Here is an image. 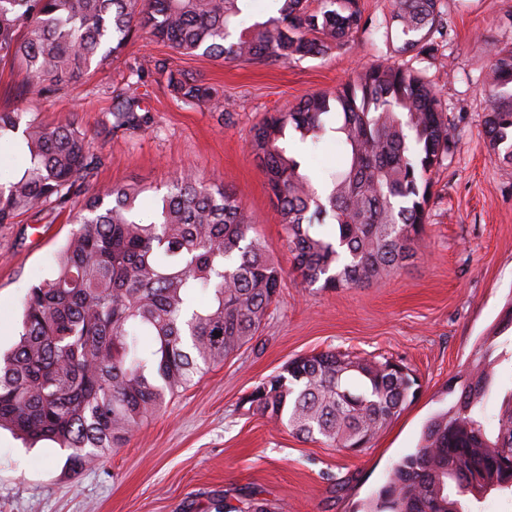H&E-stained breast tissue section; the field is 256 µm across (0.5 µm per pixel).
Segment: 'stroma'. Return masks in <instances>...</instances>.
<instances>
[{
  "instance_id": "35a3bbf8",
  "label": "stroma",
  "mask_w": 512,
  "mask_h": 512,
  "mask_svg": "<svg viewBox=\"0 0 512 512\" xmlns=\"http://www.w3.org/2000/svg\"><path fill=\"white\" fill-rule=\"evenodd\" d=\"M447 4L448 35L426 76L445 105L455 150L434 175L425 248L367 285L328 289L293 270L251 140L266 113L392 61L384 38L359 37L291 62L225 64L175 53L140 33L118 59L38 101L45 119L74 112L91 132L90 148L104 163L90 189L136 181L151 191L186 166L236 188L283 280L259 336L174 396L103 461L72 473L65 451L47 442L26 447L0 429V512H210L213 499L240 506L253 497L270 512H356L393 464L414 451L426 421L447 407L449 381L512 303V164L488 146L482 84L490 46L512 41V0ZM160 59L215 87L232 103L230 116L187 105L152 83L144 98L155 117L151 128L98 136L113 88L130 68L150 72ZM72 230L65 212L51 224H0L1 351L18 337L27 289L50 273ZM326 349L398 361L420 384L414 400L356 455L299 439L244 402L292 358Z\"/></svg>"
}]
</instances>
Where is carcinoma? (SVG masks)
<instances>
[{"label": "carcinoma", "mask_w": 512, "mask_h": 512, "mask_svg": "<svg viewBox=\"0 0 512 512\" xmlns=\"http://www.w3.org/2000/svg\"><path fill=\"white\" fill-rule=\"evenodd\" d=\"M252 0H0V62L21 65L25 98H49L123 52L139 32L173 50L223 62L323 56L357 36L396 39L394 51L436 59L447 0H272L273 15L242 27ZM483 83L489 148L512 164V43L493 45ZM158 84L185 103L229 108L191 74L154 64ZM136 68L112 90L97 134L136 132L154 117ZM336 162L312 174L284 142L286 128ZM23 165L0 178V224L51 223L79 199L77 227L53 272L28 288L22 330L0 356V428L49 441L81 468L124 447L132 433L211 368L258 335L282 279L240 194L192 170L150 202L135 184L89 191L103 158L76 115L53 124L0 109V145ZM252 147L279 213L293 268L337 289L389 276L423 246L434 173L454 151L448 115L423 71L374 67L333 92L314 93L255 129ZM153 218H141L142 206ZM484 343L448 385V408L425 424L414 452L358 512H471L472 500L512 492V390L486 426L496 367ZM402 363L325 350L294 359L247 402L293 435L357 453L415 398ZM270 512L252 499L231 510Z\"/></svg>", "instance_id": "1"}]
</instances>
